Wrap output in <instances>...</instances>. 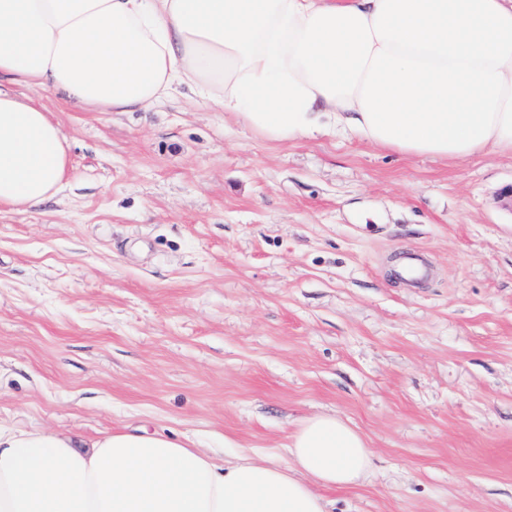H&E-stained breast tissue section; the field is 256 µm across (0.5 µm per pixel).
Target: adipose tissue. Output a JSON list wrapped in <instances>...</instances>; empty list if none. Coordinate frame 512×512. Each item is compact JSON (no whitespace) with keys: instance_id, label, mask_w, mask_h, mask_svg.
<instances>
[{"instance_id":"ef3b65f1","label":"adipose tissue","mask_w":512,"mask_h":512,"mask_svg":"<svg viewBox=\"0 0 512 512\" xmlns=\"http://www.w3.org/2000/svg\"><path fill=\"white\" fill-rule=\"evenodd\" d=\"M89 112L189 89L243 129L337 133L407 156H512V0H0V207L62 188L67 138L16 86ZM333 414L287 460L228 462L146 427L93 438L0 426V512H329L367 476Z\"/></svg>"}]
</instances>
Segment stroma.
Returning <instances> with one entry per match:
<instances>
[{"label":"stroma","instance_id":"obj_1","mask_svg":"<svg viewBox=\"0 0 512 512\" xmlns=\"http://www.w3.org/2000/svg\"><path fill=\"white\" fill-rule=\"evenodd\" d=\"M24 94L70 162L50 201L0 208L1 424L282 462L334 413L372 456L332 512H512L511 156L271 142L198 96Z\"/></svg>","mask_w":512,"mask_h":512}]
</instances>
